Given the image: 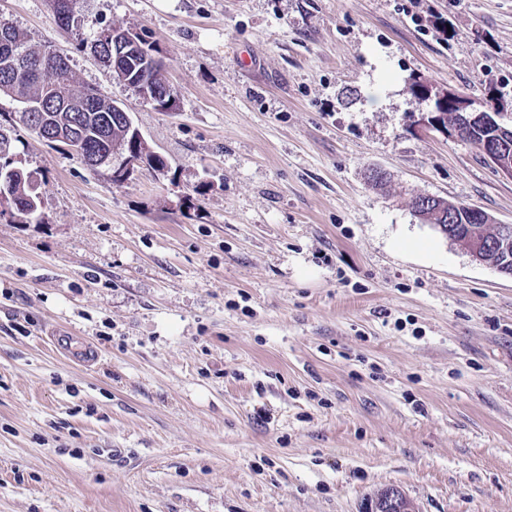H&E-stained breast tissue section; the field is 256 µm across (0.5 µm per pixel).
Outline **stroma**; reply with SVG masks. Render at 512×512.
I'll list each match as a JSON object with an SVG mask.
<instances>
[{
    "label": "stroma",
    "mask_w": 512,
    "mask_h": 512,
    "mask_svg": "<svg viewBox=\"0 0 512 512\" xmlns=\"http://www.w3.org/2000/svg\"><path fill=\"white\" fill-rule=\"evenodd\" d=\"M76 16L157 40L177 106L114 80L49 0H0L167 163L117 184L16 128L41 205L0 219V512H366L390 486L419 512H512V277L411 209L512 224V178L413 92L512 127V0Z\"/></svg>",
    "instance_id": "1"
}]
</instances>
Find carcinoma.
<instances>
[{
    "label": "carcinoma",
    "instance_id": "carcinoma-1",
    "mask_svg": "<svg viewBox=\"0 0 512 512\" xmlns=\"http://www.w3.org/2000/svg\"><path fill=\"white\" fill-rule=\"evenodd\" d=\"M54 13L59 24L68 26L73 21L76 0H52ZM10 38H0V96H6L17 103L24 100L38 103L45 98L59 93L69 97L92 98L95 104L86 112H48L49 124L58 127L67 126L74 130L69 146L76 152L96 153L102 151L103 142H112L119 137L127 136V129L121 126L112 127V109L117 102L94 87H79L69 65L67 56L58 55L56 62L42 70H31L16 78L5 79L6 62L18 52L37 55L40 48L27 44L26 37L19 29L10 27ZM150 54L122 60L128 81H150L152 84L165 87L162 78L163 59L157 43L144 37ZM15 135L13 124L0 122V188L10 198V211H0V217L6 215L13 223L24 224L34 215L41 204L36 179L32 172L24 169L20 173H8L12 163L11 143ZM432 211L445 215V219L428 220L432 224H450L451 232L457 236H476L483 240L484 253L488 262L506 270H512V232L504 236L500 233V225L491 226L485 223L483 216H474L461 205L450 204L444 199L434 203Z\"/></svg>",
    "mask_w": 512,
    "mask_h": 512
}]
</instances>
